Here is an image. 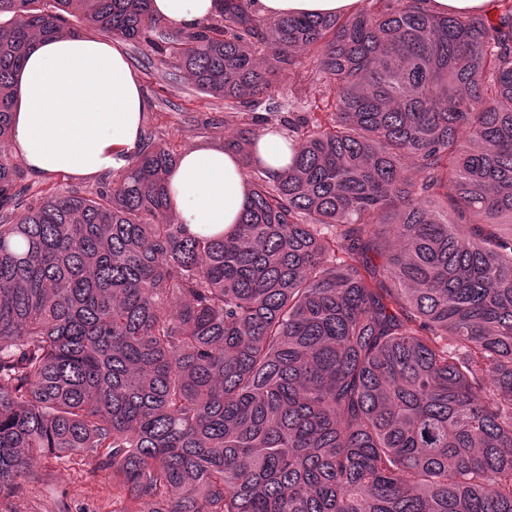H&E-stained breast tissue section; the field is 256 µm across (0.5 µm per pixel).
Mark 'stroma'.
Listing matches in <instances>:
<instances>
[{
    "instance_id": "stroma-1",
    "label": "stroma",
    "mask_w": 512,
    "mask_h": 512,
    "mask_svg": "<svg viewBox=\"0 0 512 512\" xmlns=\"http://www.w3.org/2000/svg\"><path fill=\"white\" fill-rule=\"evenodd\" d=\"M120 47L149 102L144 130L174 153L197 143L223 144L226 129L250 122V114L228 112L223 99L202 94L186 75L173 74L171 66L162 63L148 44L124 40ZM332 97L319 82L293 78L276 88L263 107L284 115ZM20 175L27 188L24 203L28 206L53 192L89 196L113 178L109 172L92 179L67 174L38 178L25 169ZM40 470L39 482L21 484L0 496V512H122L124 508L122 501L113 498L106 473L95 470L87 458L75 455L61 460L48 455Z\"/></svg>"
}]
</instances>
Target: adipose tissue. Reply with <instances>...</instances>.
I'll return each mask as SVG.
<instances>
[{
    "instance_id": "adipose-tissue-1",
    "label": "adipose tissue",
    "mask_w": 512,
    "mask_h": 512,
    "mask_svg": "<svg viewBox=\"0 0 512 512\" xmlns=\"http://www.w3.org/2000/svg\"><path fill=\"white\" fill-rule=\"evenodd\" d=\"M359 0H252L256 14H351ZM222 0H152L155 18L182 29L218 17ZM148 101L116 40L62 32L32 44L19 73L11 150L37 177L93 178L127 168L141 147ZM271 176L292 152L280 132L261 131L251 146ZM172 208L194 234L229 232L248 195L241 154L200 143L185 150L167 178Z\"/></svg>"
}]
</instances>
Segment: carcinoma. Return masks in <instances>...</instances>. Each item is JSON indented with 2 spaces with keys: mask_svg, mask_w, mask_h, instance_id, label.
I'll list each match as a JSON object with an SVG mask.
<instances>
[{
  "mask_svg": "<svg viewBox=\"0 0 512 512\" xmlns=\"http://www.w3.org/2000/svg\"><path fill=\"white\" fill-rule=\"evenodd\" d=\"M365 2L224 0L156 40L150 0H0V495L49 452L94 462L125 512H512V0ZM85 29L244 112L309 53L334 111L225 134L244 154L277 120L292 151L278 177L247 164L226 235L178 222L150 132L94 197L22 211L17 73ZM365 4L364 0H253L251 2L256 14L268 19L285 15L351 14L360 11ZM491 0H430L427 8L435 14H448L453 12H474L486 11L490 15L495 13L491 9Z\"/></svg>",
  "mask_w": 512,
  "mask_h": 512,
  "instance_id": "carcinoma-1",
  "label": "carcinoma"
}]
</instances>
